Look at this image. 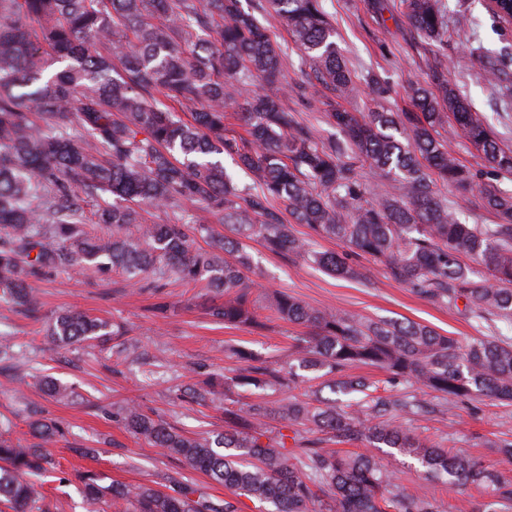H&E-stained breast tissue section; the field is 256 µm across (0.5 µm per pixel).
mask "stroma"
I'll return each instance as SVG.
<instances>
[{
	"label": "stroma",
	"mask_w": 512,
	"mask_h": 512,
	"mask_svg": "<svg viewBox=\"0 0 512 512\" xmlns=\"http://www.w3.org/2000/svg\"><path fill=\"white\" fill-rule=\"evenodd\" d=\"M397 3L384 0L383 10L377 11L370 0H321L359 85L358 95L345 101V108L379 104L392 109L403 105L409 83L429 86L444 75L486 116L501 144L512 147V92H501L505 86L512 89V66H505L501 88L483 79L484 67L512 54V27L493 18L486 0H443L448 25L457 36L435 52L410 32ZM288 107L317 139L342 140V132L328 124L318 93L309 92L303 100L289 98ZM249 252L266 290H282L315 307L343 308L375 320L408 319L459 338L476 333L465 317L413 294L371 261L360 260L361 278L347 280L302 259L271 254L256 241ZM31 286L41 302L38 316L0 301V336L9 340L18 358L17 369L0 370V424L10 423L12 439L28 446L34 442L28 417L52 419L64 428L65 436L52 453L72 482L65 487L45 484L46 512H89L73 479L75 472L87 470L110 482L148 484L163 491L190 479L208 486L215 497H232L206 475L148 447L124 427L117 413L136 402L185 434L223 431V406L191 401L183 393L185 386L204 374L218 379L233 375L240 366L234 354L238 348L287 367L303 327L279 319L267 308L262 311L264 330L225 327L207 311L222 297L203 283L163 285L147 275L133 284L119 272L63 268ZM63 312L110 321L123 334L103 343L55 346L47 336L48 323ZM45 376L71 387L73 396L52 397L40 383ZM414 427L421 436L482 458L494 471L512 472V463L492 447L493 442L512 440V406L476 400L430 413Z\"/></svg>",
	"instance_id": "35a3bbf8"
}]
</instances>
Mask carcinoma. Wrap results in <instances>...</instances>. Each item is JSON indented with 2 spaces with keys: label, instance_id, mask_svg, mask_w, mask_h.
<instances>
[{
  "label": "carcinoma",
  "instance_id": "obj_1",
  "mask_svg": "<svg viewBox=\"0 0 512 512\" xmlns=\"http://www.w3.org/2000/svg\"><path fill=\"white\" fill-rule=\"evenodd\" d=\"M400 10L414 33L438 46L453 37L441 0H400ZM259 13L287 21L302 61L330 93L322 105L345 142L316 139L288 110V94L303 97L312 83L255 89L285 70ZM491 14L512 22V0H499ZM156 90L166 102L155 100ZM356 93L320 0H258L247 9L241 0H208L205 9L195 0H0V301L36 313L28 280L60 267L118 268L131 279L205 282L224 294L211 306L214 317L262 329L246 245L257 238L272 254L341 278L362 276L352 258L368 257L419 297L450 311L464 303L462 314L479 327L512 328V189L499 182L512 175V148L446 80L435 90L410 86L408 112H351L333 102ZM231 117L245 134L230 133ZM456 136L482 152L487 170L460 164L449 146ZM224 153L256 186L238 187ZM352 155L369 164L373 181ZM439 184L471 194L494 223L461 222ZM185 203L219 215L234 236L196 250L186 226L203 236L208 225L190 217L145 224L137 209ZM87 222L107 233L85 235ZM295 224L349 251L316 250ZM272 305L307 329L293 345L296 363L283 371L237 349V375L187 388L196 401L226 400L223 433L189 437L136 404L121 412L125 424L148 446L275 512H444L428 491L434 481L483 489L487 500L474 512H512V475L398 421L431 413L419 389L450 409L477 397L512 405V337L460 340L417 322L313 307L286 292L274 294ZM111 335H119L115 325L84 313L60 314L48 328L58 345ZM358 365L384 371V393L349 374ZM307 372L324 373L331 391L356 399L340 406L317 394L309 402L233 407L239 389L292 387ZM274 415L292 427L294 447L287 435H272ZM28 426L39 439L33 446L0 432V505L10 512H31L46 479L61 472L47 445L64 429L44 418ZM327 442H360L366 450L341 455ZM384 448L419 461L418 491H407L382 462ZM76 478L86 501L112 512H237L195 482L162 492L107 484L93 471Z\"/></svg>",
  "mask_w": 512,
  "mask_h": 512
}]
</instances>
